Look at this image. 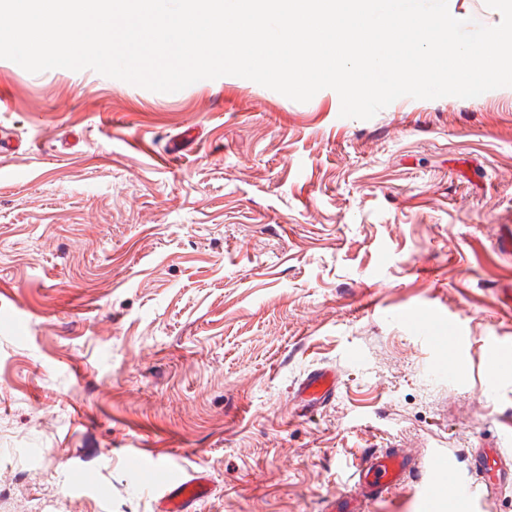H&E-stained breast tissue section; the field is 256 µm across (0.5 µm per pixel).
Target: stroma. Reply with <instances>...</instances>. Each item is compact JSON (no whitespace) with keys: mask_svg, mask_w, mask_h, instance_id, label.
<instances>
[{"mask_svg":"<svg viewBox=\"0 0 512 512\" xmlns=\"http://www.w3.org/2000/svg\"><path fill=\"white\" fill-rule=\"evenodd\" d=\"M340 107L0 59V512H154L141 456L198 512H323L365 448L512 451V87ZM339 377L334 370L317 369L309 372L297 385L294 399L300 416L311 417L335 399ZM208 478L203 472L175 473L161 486L157 512H195L208 493Z\"/></svg>","mask_w":512,"mask_h":512,"instance_id":"stroma-1","label":"stroma"}]
</instances>
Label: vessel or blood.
<instances>
[{"instance_id":"obj_1","label":"vessel or blood","mask_w":512,"mask_h":512,"mask_svg":"<svg viewBox=\"0 0 512 512\" xmlns=\"http://www.w3.org/2000/svg\"><path fill=\"white\" fill-rule=\"evenodd\" d=\"M339 387L337 373L330 369L309 372L297 385L294 399L302 416L317 415L331 402ZM455 465L448 453L433 456L430 464L413 460L400 448L364 449L350 488L338 492L327 505L326 512H363V505L371 500L393 494L405 487L419 472H426L419 499L421 512H433L436 493L449 494L471 500H482L512 488V455L494 445L475 449L470 463V477L448 485L440 477ZM157 512H196L198 503L208 493V478L199 471L176 473L161 487Z\"/></svg>"}]
</instances>
